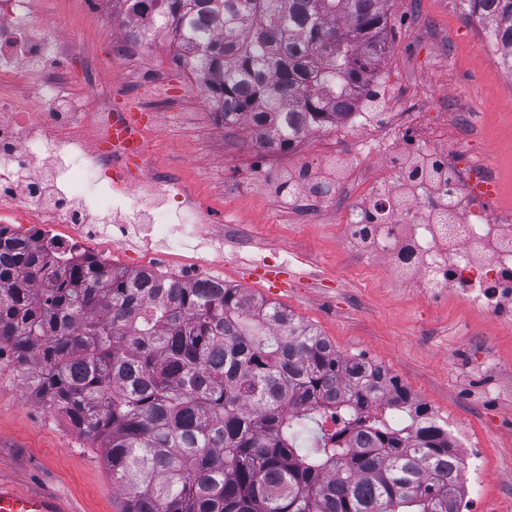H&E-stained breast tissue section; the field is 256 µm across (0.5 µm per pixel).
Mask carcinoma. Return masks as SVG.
Segmentation results:
<instances>
[{
    "mask_svg": "<svg viewBox=\"0 0 512 512\" xmlns=\"http://www.w3.org/2000/svg\"><path fill=\"white\" fill-rule=\"evenodd\" d=\"M512 57V0H459ZM169 36L224 128L284 150L372 111L389 0H115ZM34 392L103 449L122 512H460L448 430L379 366L222 280L106 267L0 225V346ZM406 412L365 414L375 394ZM344 406L343 430L300 431Z\"/></svg>",
    "mask_w": 512,
    "mask_h": 512,
    "instance_id": "carcinoma-1",
    "label": "carcinoma"
}]
</instances>
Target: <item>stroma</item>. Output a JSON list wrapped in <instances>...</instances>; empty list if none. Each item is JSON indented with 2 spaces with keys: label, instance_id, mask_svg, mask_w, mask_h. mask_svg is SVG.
<instances>
[{
  "label": "stroma",
  "instance_id": "obj_1",
  "mask_svg": "<svg viewBox=\"0 0 512 512\" xmlns=\"http://www.w3.org/2000/svg\"><path fill=\"white\" fill-rule=\"evenodd\" d=\"M43 33L66 27L75 36L67 68L51 74L62 90L96 81L100 98L112 95L106 64L113 54L108 0H29ZM485 31L462 13L458 0H390L389 52L377 81L383 121H342L270 154L246 128L225 129L201 86L161 40L126 56L125 94L153 112L152 164L170 170L194 207L207 216L198 241L207 271L225 284L281 305L313 325L345 356L384 367L412 397L440 419L462 422L483 446L485 479L469 498L477 512H512V331L493 325L455 296L429 299L424 289L389 278L380 262L358 264L337 224L368 205L358 182L396 179L398 147L363 157L360 144L388 132L400 113L402 133L459 167L490 159L493 186L470 185L492 210L512 205V89L498 65L477 50ZM473 116L466 136L450 115ZM349 169L312 216L280 188L299 167L320 169L331 159ZM144 224L128 226L114 266L141 268L139 253L163 249ZM280 268L284 288L245 279L256 264ZM0 478L22 490L52 491L75 512H120L123 496L98 448L86 443L45 401L35 397L26 371L10 350L0 351Z\"/></svg>",
  "mask_w": 512,
  "mask_h": 512
}]
</instances>
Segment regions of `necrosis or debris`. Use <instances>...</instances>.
<instances>
[{"instance_id":"obj_1","label":"necrosis or debris","mask_w":512,"mask_h":512,"mask_svg":"<svg viewBox=\"0 0 512 512\" xmlns=\"http://www.w3.org/2000/svg\"><path fill=\"white\" fill-rule=\"evenodd\" d=\"M25 4L26 0H0V87L17 91L13 98L0 99V212L15 217L23 239H52L83 252L94 245L104 262L111 249L123 246L121 228L109 232L92 224L94 211L104 209V202L74 205L64 188L119 166L112 153V106L101 102L94 88L80 95L64 93L49 83L30 81L14 66L15 58L30 55L62 69L68 57V36H61L55 45L27 39L32 21ZM80 112L95 113L99 128L88 166L71 150L75 137L69 120ZM34 141L44 161L27 168L22 161ZM17 176L36 185L44 202L10 198ZM495 176L491 162L482 158L463 172L449 168L447 181L427 182L420 193L404 194L398 180L376 182L371 191L379 197L380 207L361 212L358 219L339 225L338 231L359 260L380 261L394 279L455 294L493 324L512 327V307L496 303L502 294L512 295V207L493 213L460 191L462 184ZM139 186L140 195L125 189L117 193L115 202L124 206L127 223L148 225L168 239L166 250L149 253L148 266L162 269L170 257L179 256L185 263L176 269V277L204 282V258L191 242L192 229L201 226L197 211L185 204L172 206L174 194L158 169L148 170Z\"/></svg>"}]
</instances>
